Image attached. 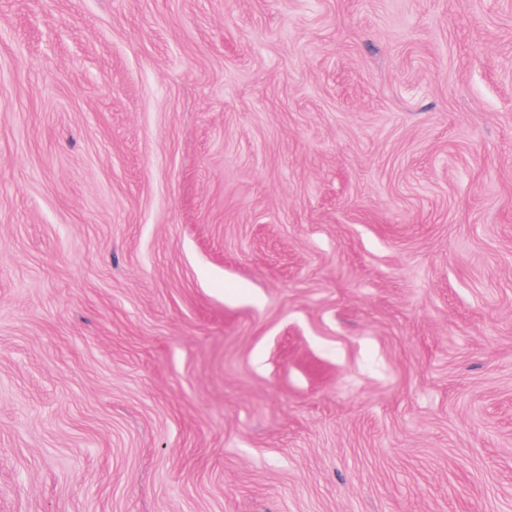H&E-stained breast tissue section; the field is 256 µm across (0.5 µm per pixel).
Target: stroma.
<instances>
[{"instance_id":"stroma-1","label":"stroma","mask_w":512,"mask_h":512,"mask_svg":"<svg viewBox=\"0 0 512 512\" xmlns=\"http://www.w3.org/2000/svg\"><path fill=\"white\" fill-rule=\"evenodd\" d=\"M0 512H512V0H0Z\"/></svg>"}]
</instances>
